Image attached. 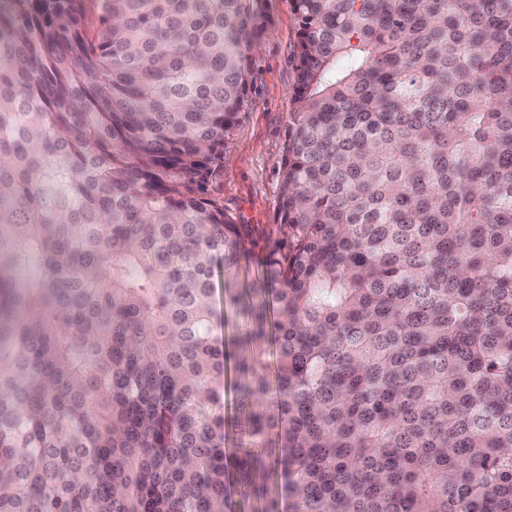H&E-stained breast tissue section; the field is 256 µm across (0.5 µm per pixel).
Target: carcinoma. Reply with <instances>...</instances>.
Wrapping results in <instances>:
<instances>
[{
	"instance_id": "carcinoma-1",
	"label": "carcinoma",
	"mask_w": 512,
	"mask_h": 512,
	"mask_svg": "<svg viewBox=\"0 0 512 512\" xmlns=\"http://www.w3.org/2000/svg\"><path fill=\"white\" fill-rule=\"evenodd\" d=\"M266 4L0 0V512H233L269 377L286 512H512V0H290L275 362L224 451L204 184Z\"/></svg>"
}]
</instances>
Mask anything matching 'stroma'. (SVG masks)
I'll return each mask as SVG.
<instances>
[{"label": "stroma", "mask_w": 512, "mask_h": 512, "mask_svg": "<svg viewBox=\"0 0 512 512\" xmlns=\"http://www.w3.org/2000/svg\"><path fill=\"white\" fill-rule=\"evenodd\" d=\"M269 26L253 49L248 105L224 143V175L207 187L210 196L224 203V210L240 224L243 255L230 276L239 288L261 277L265 261L288 243L285 228L277 222L281 159L288 141V117L296 83L294 48L298 22L289 0H268ZM250 299L224 305V324L216 331L229 352L224 381L226 448L234 450L237 435L235 388L246 380L240 364L252 354L238 345V336L252 329Z\"/></svg>", "instance_id": "stroma-1"}]
</instances>
